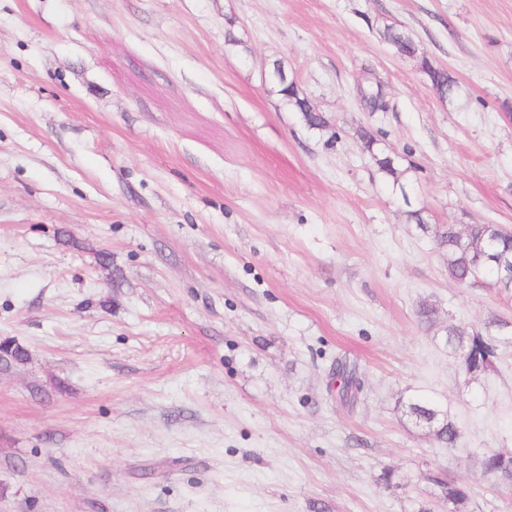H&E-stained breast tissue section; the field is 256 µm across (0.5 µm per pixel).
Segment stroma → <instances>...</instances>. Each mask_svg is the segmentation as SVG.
<instances>
[{"label": "stroma", "mask_w": 512, "mask_h": 512, "mask_svg": "<svg viewBox=\"0 0 512 512\" xmlns=\"http://www.w3.org/2000/svg\"><path fill=\"white\" fill-rule=\"evenodd\" d=\"M411 210L512 231V0H0V342L28 353L0 369V512H432L439 469L461 512H512L481 467L512 453V356L474 377L444 342L512 293L453 281ZM421 55L419 56V68L425 74L432 87L437 89L440 94L439 98L443 101L446 99L448 101L454 100L457 96V84L448 74V71L433 64L432 66L426 65L425 60L421 59ZM274 84L279 88L278 92L281 97L286 100L289 106H291L296 112H299L302 117V121L307 126L308 129L324 131L329 129V122L327 119L319 112H312L310 108L307 107L306 99L301 98L298 93L297 88L291 89L289 86L282 85L281 83L295 84L297 85L296 79L294 77L290 78L286 75L284 70H281L277 73L276 78L271 72ZM357 94L368 112H383L387 109L383 86L378 81L366 79L357 86ZM360 137L363 140L364 149L370 153L378 171L384 176L392 178L393 186H399L401 182L402 172L396 167L394 160L389 158V155L384 152L378 145V139L376 135L365 129L360 132ZM358 374L359 367L355 362L350 363L346 358L344 360H336V377L341 381L340 392L343 397H346L353 387L359 390L360 381ZM406 414L415 422L431 428L436 439L449 448H454L460 439V430L447 411L423 398L411 399L406 405ZM431 480L447 488L449 498L448 506L451 504L453 507H457L458 505L464 504L468 499L470 487L465 481L457 477H448V474L442 471L433 474Z\"/></svg>", "instance_id": "35a3bbf8"}]
</instances>
